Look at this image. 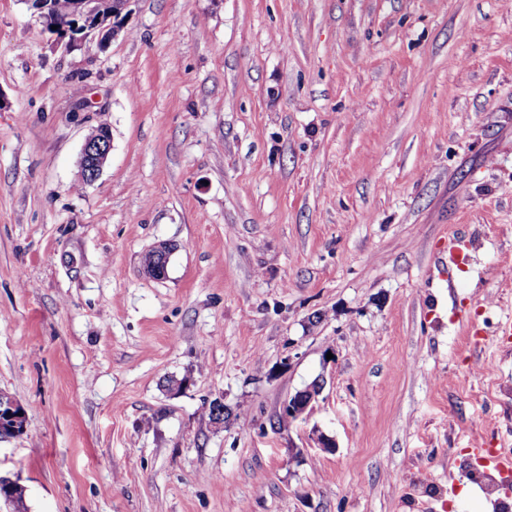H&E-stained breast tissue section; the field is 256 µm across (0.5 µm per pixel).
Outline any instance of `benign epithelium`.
Instances as JSON below:
<instances>
[{"label": "benign epithelium", "mask_w": 512, "mask_h": 512, "mask_svg": "<svg viewBox=\"0 0 512 512\" xmlns=\"http://www.w3.org/2000/svg\"><path fill=\"white\" fill-rule=\"evenodd\" d=\"M38 12L44 28L53 31L56 39L65 47H81L94 43L103 49L123 28L125 19L131 13L132 0H72L67 13L57 14L54 0H29ZM112 148L109 131L104 130L84 141L80 161V177L85 183L98 178ZM170 245L161 243L153 248L152 254L144 261V272L161 279L165 275ZM323 388V382L316 380L289 396L283 405V412L290 419H299L313 409V402ZM27 418L24 408L15 400L0 402V433L13 437L25 432Z\"/></svg>", "instance_id": "7a95c632"}]
</instances>
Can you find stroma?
Returning <instances> with one entry per match:
<instances>
[{
    "label": "stroma",
    "instance_id": "obj_1",
    "mask_svg": "<svg viewBox=\"0 0 512 512\" xmlns=\"http://www.w3.org/2000/svg\"><path fill=\"white\" fill-rule=\"evenodd\" d=\"M509 318L512 0H0V512H512ZM64 16L57 14L54 0H29L44 28L66 48L95 43L104 49L123 28L132 0H71ZM52 26H57L52 30ZM106 127H99L95 131H102L95 137L88 136L83 144L79 168L80 177L85 183H91L98 178L108 159L112 148L111 135ZM169 250L170 245L167 243L158 244L153 248L152 254L143 264V270L148 276L154 279L164 277ZM323 384L320 380H315L289 396L283 405V412L288 414L281 415L282 421L307 416L313 409V402L320 395ZM27 418L24 408L14 399L0 402V433L6 437L21 435L25 432Z\"/></svg>",
    "mask_w": 512,
    "mask_h": 512
}]
</instances>
